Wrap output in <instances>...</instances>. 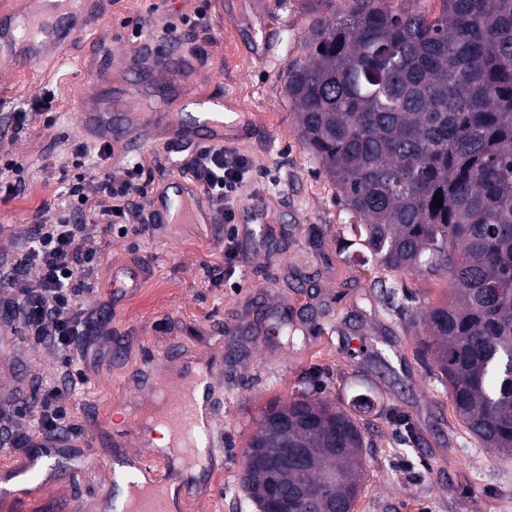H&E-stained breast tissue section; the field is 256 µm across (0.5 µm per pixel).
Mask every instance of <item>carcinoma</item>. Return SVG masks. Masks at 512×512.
Instances as JSON below:
<instances>
[{"label":"carcinoma","instance_id":"cac0c4a2","mask_svg":"<svg viewBox=\"0 0 512 512\" xmlns=\"http://www.w3.org/2000/svg\"><path fill=\"white\" fill-rule=\"evenodd\" d=\"M312 23L308 62L288 68L299 134L356 219L353 235L388 271L448 275V300L418 305L405 284L379 297L423 324L431 371L484 448L512 456V0H333ZM442 200V206L433 204ZM246 448L244 500L271 482L353 509L364 429L301 390L262 410ZM304 448L300 476L286 454Z\"/></svg>","mask_w":512,"mask_h":512}]
</instances>
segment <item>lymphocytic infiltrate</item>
Wrapping results in <instances>:
<instances>
[{
    "mask_svg": "<svg viewBox=\"0 0 512 512\" xmlns=\"http://www.w3.org/2000/svg\"><path fill=\"white\" fill-rule=\"evenodd\" d=\"M247 163L234 150L203 146L191 155L188 170L208 193L219 222L235 217L234 204L245 179ZM145 169L133 163L121 181L100 173L98 196L88 195L82 183L69 184L58 208L26 237L19 256L0 272V294L6 298L10 323L18 324L32 345L58 352L74 346L89 347L101 334L105 317L85 311V275L96 255L83 236L87 224L102 225L111 232L116 224H136L140 213L133 203L144 191ZM76 383L73 373L41 384L12 410L0 413V432L16 450L28 448L30 435L25 417L35 413L44 437H54L67 428L65 393Z\"/></svg>",
    "mask_w": 512,
    "mask_h": 512,
    "instance_id": "lymphocytic-infiltrate-1",
    "label": "lymphocytic infiltrate"
}]
</instances>
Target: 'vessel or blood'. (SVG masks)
<instances>
[{"instance_id":"vessel-or-blood-1","label":"vessel or blood","mask_w":512,"mask_h":512,"mask_svg":"<svg viewBox=\"0 0 512 512\" xmlns=\"http://www.w3.org/2000/svg\"><path fill=\"white\" fill-rule=\"evenodd\" d=\"M102 0H39L37 11L25 21H17L8 12L0 13V53L18 55L26 64L60 55L71 41L70 29L64 28L67 16L85 14L99 16ZM203 125L209 127L236 126L226 101L218 96L198 97L194 100ZM156 222L162 224H213L214 217L207 196L192 182L179 179L152 201ZM166 400L165 423L170 428L175 454L193 458L199 449L212 447L203 421L204 407L199 406L192 388L176 387L164 390ZM126 512H170L163 485L154 483L140 486L133 492Z\"/></svg>"}]
</instances>
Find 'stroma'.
I'll use <instances>...</instances> for the list:
<instances>
[{
    "instance_id": "35a3bbf8",
    "label": "stroma",
    "mask_w": 512,
    "mask_h": 512,
    "mask_svg": "<svg viewBox=\"0 0 512 512\" xmlns=\"http://www.w3.org/2000/svg\"><path fill=\"white\" fill-rule=\"evenodd\" d=\"M317 0H107L92 32L83 16L64 59L32 67L0 57V158L20 157L16 189L0 187V262L16 256L44 210L83 176L97 194L100 135L79 115L115 96L125 135L112 139L107 170L120 179L131 161L154 183L186 174L194 148L221 145L246 158L236 220L215 231L197 224H152L142 231L84 235L98 250L87 311L108 307V335L87 353L64 360L28 336L0 339V382L17 394L79 370L66 393L76 428L70 448L45 455L0 444V512H48L63 499L72 512H121L126 466H148L151 479L177 489L173 512H253L239 478L258 414L299 387L353 410L356 386L371 388L380 407L355 413L367 429L365 476L353 512H512V459L481 447L459 420L448 390L419 360L428 335L392 316L377 280H394L353 244V217L335 183L299 137V120L284 85L289 66L308 60L305 47ZM191 18L185 40L168 42L170 24ZM203 56H194L193 45ZM178 69H156L161 57ZM50 109L33 108L42 93ZM227 98L234 134L200 133L183 152L168 148L192 118L187 95ZM31 114L14 133L4 107ZM143 148L131 152L128 138ZM90 148L74 166L77 143ZM239 262L226 263V251ZM140 272L128 287L123 270ZM208 378L220 454L191 475L182 460L147 435L158 390L195 375ZM405 414L397 427L391 411ZM412 442H405V435Z\"/></svg>"
}]
</instances>
